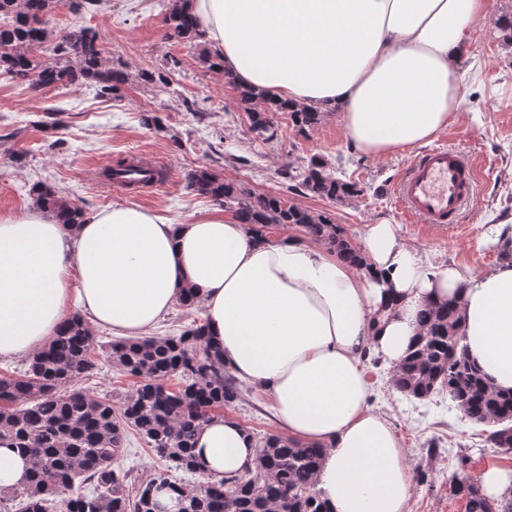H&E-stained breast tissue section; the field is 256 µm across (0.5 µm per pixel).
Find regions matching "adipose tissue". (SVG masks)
Listing matches in <instances>:
<instances>
[{"instance_id":"adipose-tissue-1","label":"adipose tissue","mask_w":512,"mask_h":512,"mask_svg":"<svg viewBox=\"0 0 512 512\" xmlns=\"http://www.w3.org/2000/svg\"><path fill=\"white\" fill-rule=\"evenodd\" d=\"M238 84L340 113L365 154L428 145L460 105L456 65L484 0H185ZM367 269L299 236L258 238L222 209L175 224L116 204L62 224L29 207L0 216V359L34 354L69 308L140 336L191 289L225 368L267 395L277 430L322 447L316 487L332 512H409L412 476L369 403L363 355L397 365L430 301H454L471 360L512 391V261L473 274L432 266L394 225L368 227ZM196 453L206 480L252 467L255 441L213 418Z\"/></svg>"}]
</instances>
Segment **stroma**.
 Returning a JSON list of instances; mask_svg holds the SVG:
<instances>
[{"mask_svg": "<svg viewBox=\"0 0 512 512\" xmlns=\"http://www.w3.org/2000/svg\"><path fill=\"white\" fill-rule=\"evenodd\" d=\"M486 2V13L473 24L469 49L457 65L461 107L437 137L468 157L480 173L476 195L460 214L457 230L404 222L393 186L410 156L362 153L339 113H324L316 127L301 133L280 112L274 116L277 138H259L223 73L200 63L203 42L190 46L167 39L168 0H100L98 7L79 13L64 6L53 13V31L84 26L99 33L128 76L115 97H97L85 82L35 88L0 75V215L30 206L29 190L41 182L85 213L122 203L179 222L215 207L188 185L189 174L204 168L255 192L275 193L330 215L353 243H360L368 225L384 221L396 225L399 237L431 264L491 272L512 260V44L497 27L499 16L512 12V0ZM162 67L168 83L141 80V72ZM147 114L159 117V128L144 125ZM140 153L154 156L163 168L162 180L153 186L131 193L111 187L106 178L92 180L93 169ZM314 155L334 164L341 179L357 183L361 195L336 203L292 190L289 165ZM365 367L373 408L387 416L400 436L412 472L425 475L412 485L410 512H463V500L451 495L441 473L472 448L479 454L470 475L496 456L486 444L484 426L464 418L447 393L424 400L398 393L385 361L369 358ZM135 383L102 357L84 386L117 402ZM224 416L254 433L276 430L266 395L249 386ZM164 466L133 433L113 462L114 469L131 471L141 480Z\"/></svg>", "mask_w": 512, "mask_h": 512, "instance_id": "stroma-1", "label": "stroma"}]
</instances>
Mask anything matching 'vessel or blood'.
I'll list each match as a JSON object with an SVG mask.
<instances>
[{
    "label": "vessel or blood",
    "mask_w": 512,
    "mask_h": 512,
    "mask_svg": "<svg viewBox=\"0 0 512 512\" xmlns=\"http://www.w3.org/2000/svg\"><path fill=\"white\" fill-rule=\"evenodd\" d=\"M478 170L453 148L442 146L414 160L394 188L403 215L416 224L455 227L477 183Z\"/></svg>",
    "instance_id": "1"
}]
</instances>
